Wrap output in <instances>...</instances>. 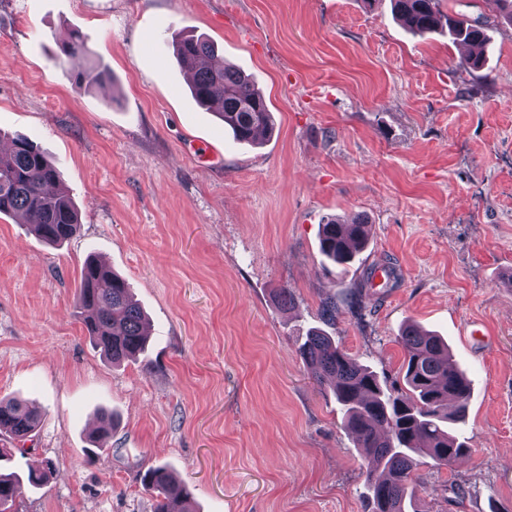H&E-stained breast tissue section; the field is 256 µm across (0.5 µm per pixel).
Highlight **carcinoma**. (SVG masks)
Wrapping results in <instances>:
<instances>
[{"label": "carcinoma", "mask_w": 512, "mask_h": 512, "mask_svg": "<svg viewBox=\"0 0 512 512\" xmlns=\"http://www.w3.org/2000/svg\"><path fill=\"white\" fill-rule=\"evenodd\" d=\"M407 30L426 36L448 29L455 43L484 46L490 16L512 22V0H484L483 18H452L439 0H393ZM177 63L192 72L191 92L197 104L216 113L236 141L254 144L272 134L273 115L265 97L243 70L217 58L214 45L187 36L175 48ZM0 215L21 217L33 233L50 245L69 239L79 224L78 210L60 189L57 167L31 139L16 136L0 152ZM369 224L356 215L347 221L328 217L321 224L322 256L346 268L367 244ZM77 308L91 345L117 364L139 355L147 333L141 307L123 277L100 261L85 260L79 279ZM407 391L396 393L377 373L341 349L320 328L310 330L298 350L314 379L330 382L348 434L365 463L370 512H420L415 508L414 473L422 466H452L469 446L453 432L465 422L470 383L453 361L443 340L410 322L400 331ZM38 412L17 400L0 399V434L25 440L34 434ZM47 471L27 478L0 471V504L15 503L25 487H37ZM151 491L153 512H195L193 495L163 465L142 477Z\"/></svg>", "instance_id": "1"}]
</instances>
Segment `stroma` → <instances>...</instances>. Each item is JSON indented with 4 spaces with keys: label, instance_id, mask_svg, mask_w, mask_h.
<instances>
[{
    "label": "stroma",
    "instance_id": "1",
    "mask_svg": "<svg viewBox=\"0 0 512 512\" xmlns=\"http://www.w3.org/2000/svg\"><path fill=\"white\" fill-rule=\"evenodd\" d=\"M488 34L470 70L447 34H407L391 0H0V144L38 143L80 215L58 246L0 216V398L40 415L12 465L50 469L18 512H151L157 464L197 512H367L359 450L298 345L323 328L400 387L410 322L471 385L470 450L420 469L424 497L512 512V25ZM187 35L251 77L269 139L238 144L198 106L174 57ZM93 68L109 80L79 83ZM355 214L370 236L341 270L319 225ZM92 255L148 317L136 360L108 362L78 317ZM103 411L114 429L91 460Z\"/></svg>",
    "mask_w": 512,
    "mask_h": 512
}]
</instances>
